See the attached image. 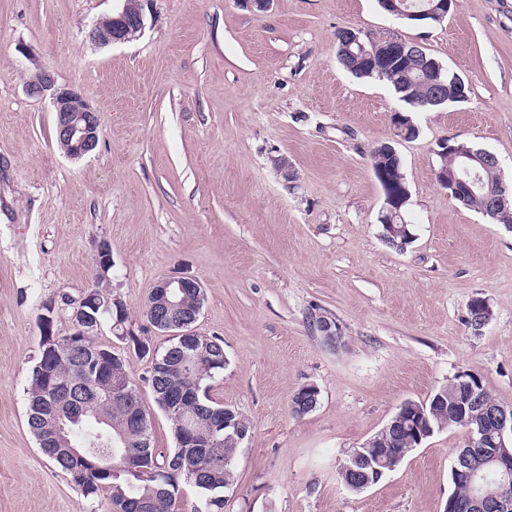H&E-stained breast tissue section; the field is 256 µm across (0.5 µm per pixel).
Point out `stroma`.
Listing matches in <instances>:
<instances>
[{
	"label": "stroma",
	"instance_id": "35a3bbf8",
	"mask_svg": "<svg viewBox=\"0 0 512 512\" xmlns=\"http://www.w3.org/2000/svg\"><path fill=\"white\" fill-rule=\"evenodd\" d=\"M142 5L138 38L98 46L89 27L118 0H0V512H115L111 491L83 497L27 425L45 308L68 335L103 241L110 290L154 346L166 344L145 314L156 283L202 281L195 330L223 339L228 361L211 395L252 424L224 512H445L465 429L435 433L363 491L338 472L401 403L460 372L512 407V230L458 205L435 176L445 138L512 174V0H460L419 25L377 0ZM344 28L419 43L468 80V101L415 113L419 135L395 139L404 104L339 65ZM40 68L98 112L90 155L67 158L49 101L27 94ZM389 141L411 193L415 239L401 250L380 237L370 157ZM478 297L493 317L476 331L466 316ZM315 313L336 319L341 346L310 329ZM95 343L126 357L154 447L174 448L147 362L109 324ZM309 384L318 404L295 416L291 398Z\"/></svg>",
	"mask_w": 512,
	"mask_h": 512
}]
</instances>
